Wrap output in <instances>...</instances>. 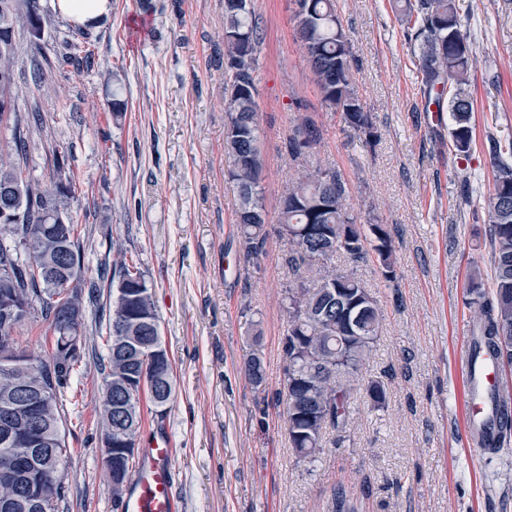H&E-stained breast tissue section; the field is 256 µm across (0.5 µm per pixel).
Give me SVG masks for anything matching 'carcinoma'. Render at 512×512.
Here are the masks:
<instances>
[{
  "instance_id": "1",
  "label": "carcinoma",
  "mask_w": 512,
  "mask_h": 512,
  "mask_svg": "<svg viewBox=\"0 0 512 512\" xmlns=\"http://www.w3.org/2000/svg\"><path fill=\"white\" fill-rule=\"evenodd\" d=\"M295 33L325 107L341 113L347 130L374 138L373 116L355 91L353 45L336 9V0H295ZM397 15L414 31L417 69L426 92L435 94L438 108L453 116L449 149L468 159L472 149L470 125L473 98L469 78L474 47L457 0H395ZM28 18L36 35L47 23L38 0H0V45L17 42L18 15ZM263 34L253 3L224 8V151L231 158L228 181L238 199L242 217L239 245L245 261L258 259L266 239L267 215L263 195L264 161L259 148L257 103L243 92L255 85L256 50ZM34 113L13 111V145L0 146V187L19 184L14 197V220H0V300L7 298L24 309L14 325L0 322V346L10 344L40 372L17 369L7 376L0 369V410L19 403L20 391L41 395L40 442L46 449L40 460L39 501L31 506L21 487L27 476L20 470L3 471L14 446L0 442V503H13L11 512H58L65 485L57 471L68 458L63 433L62 393L88 353L85 311L100 300L102 284L109 283L107 355L97 368L101 432L136 447L142 428V398L148 396L162 414L174 393L173 367L160 336L153 284L135 264L120 258L112 272L103 268L97 278L84 272L83 244L70 215L72 177L57 165L54 188H41L23 178L28 133L38 127ZM322 139L310 119L297 122L288 139V153L298 158ZM494 184L486 223L491 225L494 281L491 293L482 291L479 274L469 276L478 313L473 321L470 360L474 368L490 362L512 366V141L492 140ZM349 190L339 171L320 164L305 166L282 197L279 219L288 240V271L292 276L282 301L287 320L283 341L285 367L280 390L285 428L291 447L302 459L315 460L324 448V432H343L351 416L345 375L359 372L378 337L384 315L363 281L351 271L328 264L338 252L352 262L366 260L373 251L385 278H396L392 239L387 225L362 217L349 207ZM40 317L51 337L40 346L47 355L20 346L16 332ZM145 376L140 389L131 382V368ZM244 375L255 386L266 379L262 358L253 354ZM491 413L473 424L481 448H499L512 435V397L502 389L488 393ZM328 512H360L359 504L342 485L331 491Z\"/></svg>"
}]
</instances>
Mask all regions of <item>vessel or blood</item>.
Wrapping results in <instances>:
<instances>
[{
	"mask_svg": "<svg viewBox=\"0 0 512 512\" xmlns=\"http://www.w3.org/2000/svg\"><path fill=\"white\" fill-rule=\"evenodd\" d=\"M173 450L168 436L143 448L121 512H181L172 492Z\"/></svg>",
	"mask_w": 512,
	"mask_h": 512,
	"instance_id": "obj_1",
	"label": "vessel or blood"
}]
</instances>
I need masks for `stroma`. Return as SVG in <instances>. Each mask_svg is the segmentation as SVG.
<instances>
[{
    "label": "stroma",
    "mask_w": 512,
    "mask_h": 512,
    "mask_svg": "<svg viewBox=\"0 0 512 512\" xmlns=\"http://www.w3.org/2000/svg\"><path fill=\"white\" fill-rule=\"evenodd\" d=\"M458 3L471 12L476 54L466 163L448 149L451 114L436 122L425 110L413 46L390 0L336 2L356 57L355 89L373 115L370 146L324 106L295 36L294 0H254L267 211L254 263L239 251L227 181L224 0H112L95 30L75 29L52 0H39L51 21L34 39L26 15L17 17L19 72L55 59L67 43L92 52L90 65L56 68L45 91L18 82L16 110L41 118L25 175L48 188L55 160L73 172L86 276L122 255L154 285L175 390L165 414L146 413L139 439L169 437L182 512H325L339 484L363 512H512V439L490 452L473 444L459 368L476 315L468 275L478 271L487 287L494 276L485 201L494 181L489 141L512 139V0ZM116 92L126 103L118 121ZM299 117L323 138L295 161L286 145ZM308 163L338 170L355 212L388 225L397 271L391 282L376 256L333 260L364 280L384 321L360 373L344 379L347 427L326 430L312 463L291 447L278 403L289 281L279 203ZM464 165L465 195L456 178ZM255 353L266 368L258 387L242 371ZM371 380L386 389L382 405L365 391ZM100 384L90 365L63 396L68 493L59 512H120L100 451Z\"/></svg>",
    "instance_id": "obj_1"
}]
</instances>
